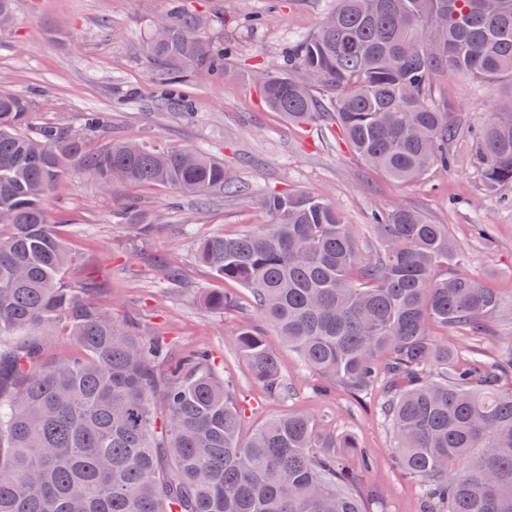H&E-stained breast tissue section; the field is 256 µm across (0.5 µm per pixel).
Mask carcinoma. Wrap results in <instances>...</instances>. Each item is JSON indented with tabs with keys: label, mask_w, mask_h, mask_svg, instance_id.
Listing matches in <instances>:
<instances>
[{
	"label": "carcinoma",
	"mask_w": 512,
	"mask_h": 512,
	"mask_svg": "<svg viewBox=\"0 0 512 512\" xmlns=\"http://www.w3.org/2000/svg\"><path fill=\"white\" fill-rule=\"evenodd\" d=\"M316 30L265 71L267 105L294 124L336 127L361 162L395 182L448 170L458 126L432 86L450 73L512 82V0L485 14L478 0H336ZM167 35L146 42L161 99L189 74L224 73L226 49L201 40L203 19L173 6ZM321 90L325 106L315 96ZM470 151L489 191L512 186V90L473 132ZM102 187L165 185L201 200L235 188L224 162L192 148L114 142L97 154L85 138L35 125L27 100L0 93V512H364L373 468L349 432L323 434L313 417L272 419L240 434L233 384L202 353L166 364L164 341L144 343L88 285L64 281L76 258L44 210V196L74 168ZM271 222L203 239L197 257L247 289L262 319L331 385L359 393L381 383V411L399 466L422 489V512H512V341L488 364L437 337L488 336L512 300L462 269L448 225L400 205L378 210L374 243L332 202L302 191L266 194ZM212 310L237 307L213 289ZM62 325L81 356L44 365ZM235 342L253 377L285 396L277 356L261 329ZM358 466L347 464L348 454Z\"/></svg>",
	"instance_id": "obj_1"
}]
</instances>
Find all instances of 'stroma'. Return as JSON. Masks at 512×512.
Segmentation results:
<instances>
[{
	"instance_id": "1",
	"label": "stroma",
	"mask_w": 512,
	"mask_h": 512,
	"mask_svg": "<svg viewBox=\"0 0 512 512\" xmlns=\"http://www.w3.org/2000/svg\"><path fill=\"white\" fill-rule=\"evenodd\" d=\"M177 1L202 17V39L230 51L223 75L183 82L181 90L192 102L188 118L157 100L144 53L155 21ZM334 5V0H14L13 22L0 28V89L27 96L37 123L77 132L86 113H101L106 129L89 140L93 151L126 139L195 148L223 159L238 191L204 201L163 186L119 184L105 190L92 172L73 170L42 201L79 259L65 280L77 283L93 274L89 301L111 309L143 340L165 337L170 356L208 350L215 371L237 382L243 434L289 412L308 413L320 431L352 433L374 459L368 484L378 494L364 498L365 512H420L419 487L392 460V433L379 411L381 389L356 398L340 387L322 391V379L264 328L247 291H240L234 311H214L201 301L222 282L197 260L196 241L269 223L260 195L291 190L335 203L364 240L374 211L393 205L419 211L430 223L448 226L476 279L512 297V187L485 191L464 141L451 146L454 168H434L402 185L365 167L324 124L296 127L265 105L257 71L283 62L289 44L310 34ZM511 89L505 81L452 76L440 82L435 95L467 130L481 125L497 97ZM129 203L155 224L153 233L141 234L122 219ZM477 224L494 226L493 242L474 235ZM162 261L179 267V283L162 280L157 268ZM243 325L263 327L287 396L269 394L249 373L234 336Z\"/></svg>"
}]
</instances>
